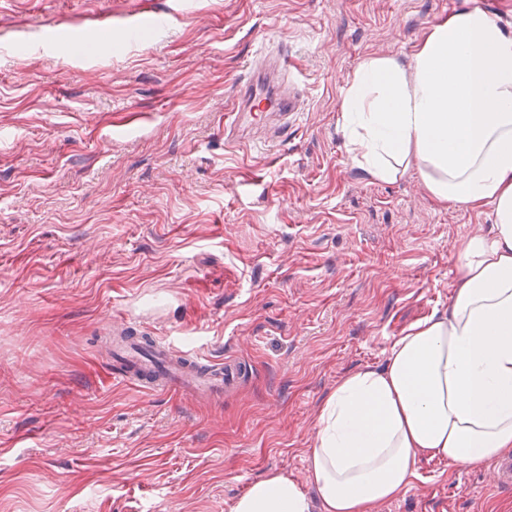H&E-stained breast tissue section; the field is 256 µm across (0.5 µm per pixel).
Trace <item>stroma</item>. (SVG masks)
I'll list each match as a JSON object with an SVG mask.
<instances>
[{"label": "stroma", "instance_id": "35a3bbf8", "mask_svg": "<svg viewBox=\"0 0 512 512\" xmlns=\"http://www.w3.org/2000/svg\"><path fill=\"white\" fill-rule=\"evenodd\" d=\"M0 0V512H231L308 453L337 382L448 307L493 207L375 180L339 132L361 62L409 67L479 0ZM121 52H113L114 42ZM288 51V139L222 128L248 65ZM253 364L212 402L113 383L101 331ZM387 512H512L482 470L420 459Z\"/></svg>", "mask_w": 512, "mask_h": 512}]
</instances>
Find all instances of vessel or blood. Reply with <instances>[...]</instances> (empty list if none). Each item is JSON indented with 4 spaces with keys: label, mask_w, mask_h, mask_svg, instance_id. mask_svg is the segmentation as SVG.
I'll return each instance as SVG.
<instances>
[{
    "label": "vessel or blood",
    "mask_w": 512,
    "mask_h": 512,
    "mask_svg": "<svg viewBox=\"0 0 512 512\" xmlns=\"http://www.w3.org/2000/svg\"><path fill=\"white\" fill-rule=\"evenodd\" d=\"M303 107L295 58L283 51L272 65L251 68L224 126L232 130L248 120L271 126L273 137L283 139ZM112 333L113 382L145 392L217 396L237 389L252 371L236 357L215 361L186 350L178 340L153 335L139 316L121 318Z\"/></svg>",
    "instance_id": "1"
}]
</instances>
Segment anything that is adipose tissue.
<instances>
[{
    "label": "adipose tissue",
    "instance_id": "adipose-tissue-1",
    "mask_svg": "<svg viewBox=\"0 0 512 512\" xmlns=\"http://www.w3.org/2000/svg\"><path fill=\"white\" fill-rule=\"evenodd\" d=\"M340 130L375 179L413 168L435 199L488 202L494 214L490 233L459 245L447 310L323 404L308 454L322 510L366 512L400 495L421 457L488 469L512 452V36L483 12L460 11L431 28L409 67L367 59L344 91ZM232 512H309V502L274 472Z\"/></svg>",
    "mask_w": 512,
    "mask_h": 512
}]
</instances>
